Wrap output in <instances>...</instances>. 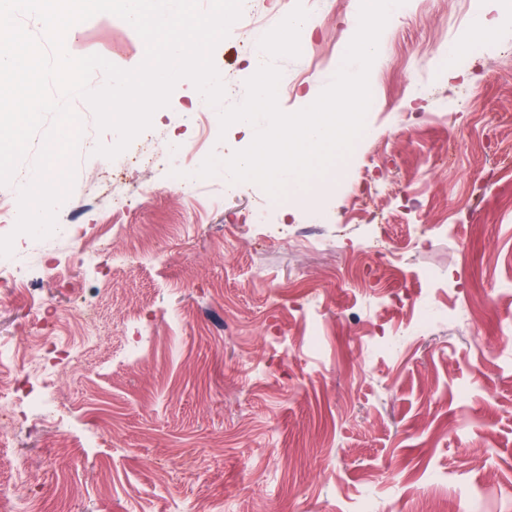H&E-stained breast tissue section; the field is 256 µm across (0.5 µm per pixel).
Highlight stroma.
<instances>
[{"instance_id":"35a3bbf8","label":"stroma","mask_w":512,"mask_h":512,"mask_svg":"<svg viewBox=\"0 0 512 512\" xmlns=\"http://www.w3.org/2000/svg\"><path fill=\"white\" fill-rule=\"evenodd\" d=\"M302 5L316 27L299 57L275 64L278 103L303 109L331 82L355 34L360 0H253L264 29L285 7ZM491 25L481 51L456 77L441 70L449 45ZM512 0H411L390 16L383 54L370 71L369 136L332 186L303 197L269 196L242 182L224 193L223 175L185 199L162 162L172 137L198 159L246 148L251 131L226 133L196 118L195 89L180 81L151 129L131 144L138 160L94 155L116 143L92 110L70 100L86 141L76 178L57 209L58 224H121L125 234L95 268L46 238L45 260L64 274L34 273L0 303V344L52 332L62 362L56 385L72 440L106 426L92 448L55 458L57 429L26 419L10 456L53 473L31 490L36 512H348L372 496L380 512H423L427 501L464 512H512V293L493 305L486 289L512 283ZM250 32L231 28L213 51L241 103L251 72ZM74 56L97 54L131 69L145 43L108 13L66 36ZM152 180L153 200L107 204L113 179ZM283 224L285 239L229 240L256 207ZM320 238L319 250L296 248ZM468 269L473 321L446 323L407 342L394 359L362 349L378 330L412 319L421 296L452 310L461 300L448 276ZM46 302L40 317L32 299ZM94 309L101 332L93 365H76L83 333L75 301ZM138 342L143 358L125 362ZM490 447L484 469L468 470L464 448ZM448 480L429 484L430 470ZM468 484L483 492L463 496Z\"/></svg>"}]
</instances>
